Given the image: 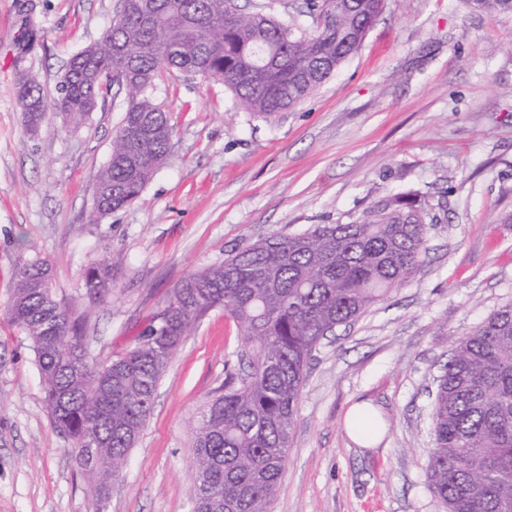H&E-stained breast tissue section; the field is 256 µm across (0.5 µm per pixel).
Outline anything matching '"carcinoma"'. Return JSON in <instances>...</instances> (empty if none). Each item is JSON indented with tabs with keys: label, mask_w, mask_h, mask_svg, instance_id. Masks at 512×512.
Here are the masks:
<instances>
[{
	"label": "carcinoma",
	"mask_w": 512,
	"mask_h": 512,
	"mask_svg": "<svg viewBox=\"0 0 512 512\" xmlns=\"http://www.w3.org/2000/svg\"><path fill=\"white\" fill-rule=\"evenodd\" d=\"M489 16L512 0H467ZM384 0H304L311 27L241 9L237 0H128L125 11L63 74L56 110L78 126L125 75L127 107L96 177L111 191L93 206L100 222L133 202L166 158L173 134L154 96L166 72L224 83L247 112L271 117L308 98L365 38ZM42 38L26 28L25 53ZM25 123L47 112L39 81L19 78ZM434 206L414 193L384 198L349 224L273 234L184 279L154 324L105 365L78 346L86 319L45 287L47 261L20 262L9 303L32 342L50 416L89 478L94 512L150 414L159 382L190 328L222 308L237 323L245 364L228 367L195 422V512H270L288 459L291 427L312 353L336 327L384 301L417 271ZM87 294L112 290V266L91 267ZM426 476L448 512H512V302L460 337L436 379Z\"/></svg>",
	"instance_id": "carcinoma-1"
}]
</instances>
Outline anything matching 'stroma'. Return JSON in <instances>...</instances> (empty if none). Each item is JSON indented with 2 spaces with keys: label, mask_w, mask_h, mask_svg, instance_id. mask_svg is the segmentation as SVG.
<instances>
[{
  "label": "stroma",
  "mask_w": 512,
  "mask_h": 512,
  "mask_svg": "<svg viewBox=\"0 0 512 512\" xmlns=\"http://www.w3.org/2000/svg\"><path fill=\"white\" fill-rule=\"evenodd\" d=\"M121 0H0V512H92L71 442L53 426L27 336L8 314L14 270L40 257L87 315L91 359L131 346L181 281L275 233L347 224L414 191L445 202L408 282L316 348L271 512H445L430 490L435 379L457 339L512 302V14L466 0H385L361 50L310 97L269 118L222 83L175 72L157 85L173 136L139 198L88 221L96 175L127 106L112 87L80 127L48 111L30 135L14 96L29 72L47 100ZM42 39L28 52L24 27ZM112 266V291L85 294ZM240 333L223 309L186 336L163 375L104 512H194L193 426ZM383 421L364 448L346 414ZM85 288L90 296H98L112 290V266L107 262L92 266L85 275Z\"/></svg>",
  "instance_id": "1"
}]
</instances>
